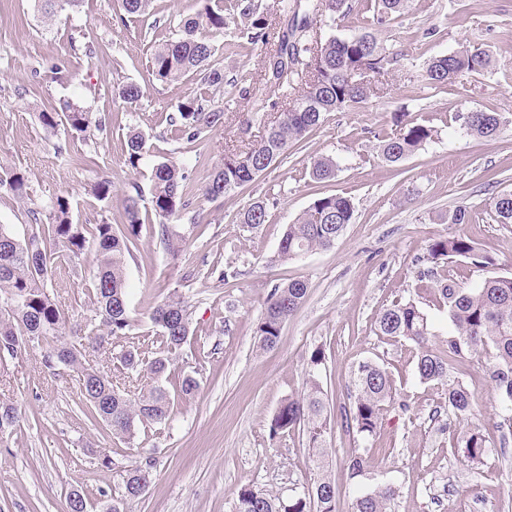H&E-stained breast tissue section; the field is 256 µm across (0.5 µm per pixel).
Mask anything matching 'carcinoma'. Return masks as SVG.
<instances>
[{
	"label": "carcinoma",
	"instance_id": "cac0c4a2",
	"mask_svg": "<svg viewBox=\"0 0 512 512\" xmlns=\"http://www.w3.org/2000/svg\"><path fill=\"white\" fill-rule=\"evenodd\" d=\"M42 22L49 25L57 8H78L83 0H36ZM151 0H117L119 12L142 15ZM408 0H375L373 27L350 37L333 35L315 40L311 35L310 14L317 13L334 21L352 10V0H293L282 7L278 26L269 28L266 18L254 5L240 9L253 30L250 39L267 46L263 80L270 94L251 99L242 90V99L250 107L252 121L263 126L260 139L243 152L229 151L221 163L210 167L204 162L209 132L224 113L206 107V100L188 97L168 115L169 123L181 128L187 144L194 146V164L187 166L165 159L153 165L150 176V204L158 218L157 239L171 261L182 259L184 237L170 227V221L187 210L195 198L218 199L248 183L287 158L288 149L300 145L306 135L320 126L332 112H345L365 102L386 84V76L396 57L386 53L374 28H382L401 15ZM223 0H198L196 12L182 20L181 36L154 44L149 69L164 84L179 83L191 75L217 86L224 83V71L213 67V46L200 30L224 31ZM494 64L489 50L479 44L436 56L426 62L429 84L442 86L472 73H482ZM140 86L125 83L113 88L112 96L126 103L139 100ZM460 128L468 135L493 138L504 126L496 112L468 110L456 115ZM43 128L62 126L73 137L93 130L101 131L106 119L72 100L62 102L60 110L39 113ZM396 132L381 137L382 159L395 164L429 143L435 129L407 112L392 116ZM125 162L138 169L148 153L146 136L136 128L127 133ZM339 165L332 157H319L311 163L310 175L317 182L336 178ZM0 190L18 199H31L29 176L16 168L0 164ZM144 194L133 182L124 197L126 224L119 228L106 222L87 227L73 222L70 196L63 192L39 210L30 211L31 233L21 238L8 224H0V351L11 357L39 349L45 368L53 371L62 364L79 372L80 394L95 420H102L112 434L127 440L134 438L140 425H165L172 414L170 392L158 384L168 377L191 335V318L181 295L173 291L155 303L149 312L152 332L159 347L153 353L127 349L117 359L127 370L145 373L157 384L137 394L113 384L112 378L96 365L95 354L112 351V339L128 334L134 324L128 301L126 261L133 256L141 240L143 222L140 202ZM277 202L276 197H271ZM269 201V202H271ZM269 202L258 200L239 216V223L256 229L268 221ZM492 208L499 224H512V191L493 199ZM354 204L342 194L322 195L313 200L295 222L285 229L278 246V258L288 261L310 251L330 248L347 226L353 223ZM97 251V266L89 291L94 297V315L75 331L77 339L66 336L65 317L56 303L52 268L56 251L63 249L76 257L88 244ZM431 260L467 259L477 268L494 265L467 234L458 232L440 236L429 243ZM432 289L446 307L453 332L448 337V354L441 356L429 348L432 323L417 304L397 297L377 317L373 332L388 339H404L419 348L415 370L423 383H447L446 403L458 417L473 411L474 395L459 381L448 380L452 361L467 355L486 361L494 390L505 403L512 404V274L492 275L471 287L445 278ZM308 294L304 280L276 284L267 297L264 312L256 328L257 347L275 348L285 323L301 308ZM393 398V384L387 369L375 360L359 363L350 387L349 404L340 414L347 432L368 438L381 427V412ZM21 412L0 401V435L19 426ZM299 429L313 450L316 469H325L326 434L330 430L325 393L315 378H310L304 393L283 402L272 421V431ZM456 444L465 449L466 458L479 462L493 441L479 428L470 427L453 434ZM349 477L365 475L367 459L353 455L346 461ZM151 467H137L123 477L122 496L140 498L151 483ZM397 494L391 484L358 495L351 512H387ZM336 487L320 474L309 483L306 492L292 500L277 494L238 490L234 512H337Z\"/></svg>",
	"mask_w": 512,
	"mask_h": 512
}]
</instances>
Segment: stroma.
<instances>
[{
	"instance_id": "35a3bbf8",
	"label": "stroma",
	"mask_w": 512,
	"mask_h": 512,
	"mask_svg": "<svg viewBox=\"0 0 512 512\" xmlns=\"http://www.w3.org/2000/svg\"><path fill=\"white\" fill-rule=\"evenodd\" d=\"M196 0H153L143 18H119L114 0H85L62 11L53 25L41 23L34 0H0V163L29 175L34 188L21 202L0 192V224L25 234L29 212L68 191L78 224L114 225L125 221L122 199L131 182L148 185L150 167L125 164L126 133L136 127L149 136L155 155L184 162L186 141L162 122L186 98L205 95L224 120L209 134L208 159L218 163L229 146L245 148L259 135L239 90L257 79L265 47L251 42L236 0H224L226 25L210 34L214 63L224 82L203 87L190 77L176 84L152 76L148 58L155 38L178 37L180 22ZM387 52L396 54L383 93L345 112L329 115L311 131L301 150L271 166L244 190L211 201L196 199L182 215L186 252L196 274L166 258L157 238L143 231L127 264L130 304L143 318L155 300L175 289L182 294L194 334L181 363L201 387L176 402L166 427L139 434L129 445L106 424L90 420L76 371L42 364L40 351L0 360L6 376L0 396L18 404L17 430L0 437V512H67L77 490L92 501V512H110L119 499L126 470L152 463L146 494L125 502L123 512H232L241 487L283 498L299 496L316 475L299 432L273 434L281 403L299 396L316 375L331 410L347 403L351 374L359 362L383 363L396 389L385 406L376 436L346 433L332 418L326 437L327 475L337 489L339 512H350L355 496L384 484L399 489L391 512H512V429L483 361L464 359L450 370L474 393V416L448 415L445 387L424 384L415 372L416 349L373 332L379 312L395 295L421 302L433 323L430 345L445 353L452 326L420 283L431 268L424 259L429 242L464 232L495 264L480 270L460 260L434 267L465 286L488 275L512 273V224L492 219L497 195L512 191V0H408L403 14L379 31ZM479 42L495 59L491 70L461 77L445 86L429 85L425 63ZM71 61L67 82L51 80L58 59ZM135 83L143 96L134 103L112 97L114 86ZM79 100L106 118L104 131L74 138L64 129L50 133L37 120L41 110ZM477 108L501 113L506 125L494 138L464 135L453 113ZM409 112L431 119L432 142L389 165L380 156L376 134L391 130V116ZM66 145L67 155L57 152ZM85 157L84 166L67 162ZM331 156L340 171L334 181L309 176L314 158ZM112 194L97 200L91 192L100 178ZM277 192L266 224L248 229L236 216L254 201ZM346 193L354 220L335 244L297 259L277 258L288 224L323 194ZM465 206L467 224L441 223L449 209ZM202 224L193 227L191 214ZM97 264L95 248L56 264L53 293L64 310L67 331L93 314L85 285ZM229 278L218 282L213 269ZM306 281L309 294L285 324L281 340L260 350L255 331L273 285ZM324 360L312 366L313 352ZM478 427L495 441L482 461L470 462L451 436ZM362 455L369 469L349 480L348 457ZM111 467H103V458Z\"/></svg>"
}]
</instances>
